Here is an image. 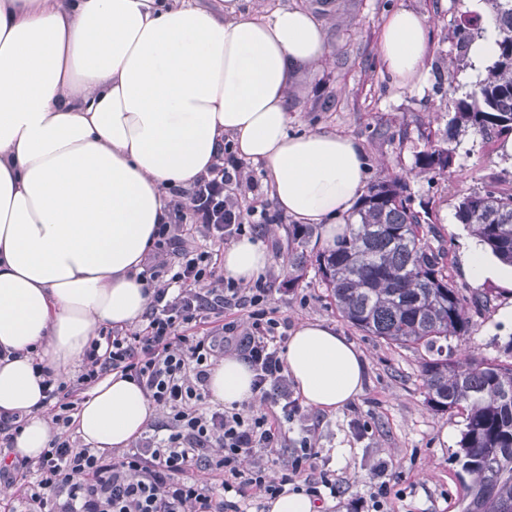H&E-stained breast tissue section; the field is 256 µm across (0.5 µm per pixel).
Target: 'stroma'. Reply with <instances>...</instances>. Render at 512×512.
I'll return each instance as SVG.
<instances>
[{"label":"stroma","instance_id":"stroma-1","mask_svg":"<svg viewBox=\"0 0 512 512\" xmlns=\"http://www.w3.org/2000/svg\"><path fill=\"white\" fill-rule=\"evenodd\" d=\"M467 0H252L256 15L290 6L322 20L329 54L317 68L292 79L289 131L326 130L354 138L368 159V181L399 175L415 203L423 204L447 253L448 273L469 299L471 326L461 345L485 358H512V327L494 323L497 310L512 301V289L495 282L474 285L464 268L469 230L456 207L494 180L512 184V155L504 137L459 135L447 174L420 173L416 155L427 135L443 128L455 93L477 79L469 46L455 32ZM404 6L426 17L428 74L416 88L398 84L383 68L378 38L385 16ZM291 217L277 212L260 238L271 255L264 275L272 291L268 307L289 325L318 320L336 328L361 351L366 362L363 392L335 412L310 410L305 423L288 427L293 441L309 433L320 452L318 464L337 479V507L321 512H355L367 498L372 476L385 481L388 512H460V481L454 459L464 418L433 410L421 372L424 351L399 348L352 326L338 313L324 284L307 267L296 277L288 230Z\"/></svg>","mask_w":512,"mask_h":512}]
</instances>
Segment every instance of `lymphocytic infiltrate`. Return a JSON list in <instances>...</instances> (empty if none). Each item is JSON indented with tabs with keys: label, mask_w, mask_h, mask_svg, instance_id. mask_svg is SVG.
Here are the masks:
<instances>
[{
	"label": "lymphocytic infiltrate",
	"mask_w": 512,
	"mask_h": 512,
	"mask_svg": "<svg viewBox=\"0 0 512 512\" xmlns=\"http://www.w3.org/2000/svg\"><path fill=\"white\" fill-rule=\"evenodd\" d=\"M244 179L235 156L220 158L186 189L171 191L167 219L155 248L172 254L162 271L143 272L148 305L133 332L100 333L86 349L75 382H44V403L58 431L38 459L0 465L18 494L0 512H245L248 501L272 500L304 480L321 498L336 483L318 469L319 452L301 437L292 459H282L288 423L305 420L294 398L283 352L286 320L270 315L266 280L240 287L224 280V244L259 234L272 217ZM200 231L212 247L189 237ZM240 317L207 331L199 326L223 307ZM241 353L254 373L253 390L266 408L208 407V378L219 351ZM133 380L150 400L170 412L167 437H140L115 459L74 448L69 431L83 391L104 375Z\"/></svg>",
	"instance_id": "lymphocytic-infiltrate-1"
}]
</instances>
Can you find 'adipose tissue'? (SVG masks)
<instances>
[{
    "label": "adipose tissue",
    "instance_id": "ef3b65f1",
    "mask_svg": "<svg viewBox=\"0 0 512 512\" xmlns=\"http://www.w3.org/2000/svg\"><path fill=\"white\" fill-rule=\"evenodd\" d=\"M184 0H0V414L25 417L14 451L37 458L54 429L44 416L42 363L65 380L104 326L137 327L148 304L143 261L169 190L218 160L224 140L261 163L280 209L342 234L365 187L352 138L289 135L294 70L327 54L322 26L280 7L252 16ZM379 55L414 88L427 77L428 24L399 8L383 22ZM243 238L224 275L248 284L269 264ZM474 284L512 286V266L472 240ZM284 361L306 405L337 410L363 392L360 351L319 321L299 322ZM253 374L229 355L212 367L213 401H250ZM157 409L135 382L110 374L75 415L84 444L127 448Z\"/></svg>",
    "mask_w": 512,
    "mask_h": 512
}]
</instances>
